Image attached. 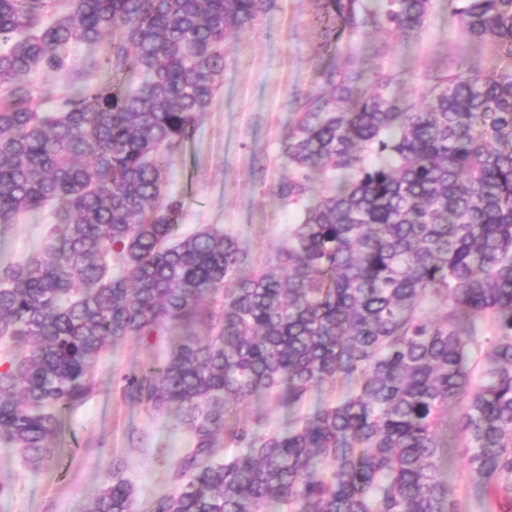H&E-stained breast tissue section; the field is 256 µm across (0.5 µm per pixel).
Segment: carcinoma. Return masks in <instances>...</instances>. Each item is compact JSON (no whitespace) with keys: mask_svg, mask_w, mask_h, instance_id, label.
<instances>
[{"mask_svg":"<svg viewBox=\"0 0 512 512\" xmlns=\"http://www.w3.org/2000/svg\"><path fill=\"white\" fill-rule=\"evenodd\" d=\"M0 0V223L52 207L27 258L0 264V440L36 469L90 395L112 342L180 325L131 396L180 411L183 482L152 512H463L442 478L448 408L483 512L512 506V75L432 76L398 104L351 68L299 108L277 196L302 205L261 271L232 235L178 233L159 156L210 108L228 38L269 0ZM325 16L418 35L431 0H323ZM472 40L512 52V0H448ZM115 36L94 85L53 106L30 74ZM334 184L315 194L313 174ZM207 322L202 340L188 328ZM347 380L301 414L308 395ZM274 394L288 428L225 429ZM226 431L238 452L213 460ZM85 512H137L119 473Z\"/></svg>","mask_w":512,"mask_h":512,"instance_id":"obj_1","label":"carcinoma"}]
</instances>
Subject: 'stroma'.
I'll list each match as a JSON object with an SVG mask.
<instances>
[{"label":"stroma","instance_id":"1","mask_svg":"<svg viewBox=\"0 0 512 512\" xmlns=\"http://www.w3.org/2000/svg\"><path fill=\"white\" fill-rule=\"evenodd\" d=\"M111 44L107 36L93 49L76 45L71 71H36L30 79L65 95L73 72L90 58H104ZM348 60L359 68L362 87L382 73L391 76L402 100L415 99L428 77L446 74L461 61L512 74V54L495 41L467 38L447 0H432L422 31L410 42L371 27L349 31L324 18L319 0H273L257 21L230 38L213 104L167 169L165 192L184 202L183 231L213 226L236 236L254 269L274 257L300 211L276 196L292 173L284 147L296 103L325 90V72ZM52 220L45 211L0 226V263L29 255ZM173 341L166 333L115 341L94 369L90 396L66 411L58 454L40 469L29 468L18 449L0 442V485L10 489L0 496V512H84L116 472L133 484L139 512L174 491L189 432L175 413L152 411L124 392L127 378L164 357ZM226 425L282 429L288 410L264 395L232 405Z\"/></svg>","mask_w":512,"mask_h":512}]
</instances>
